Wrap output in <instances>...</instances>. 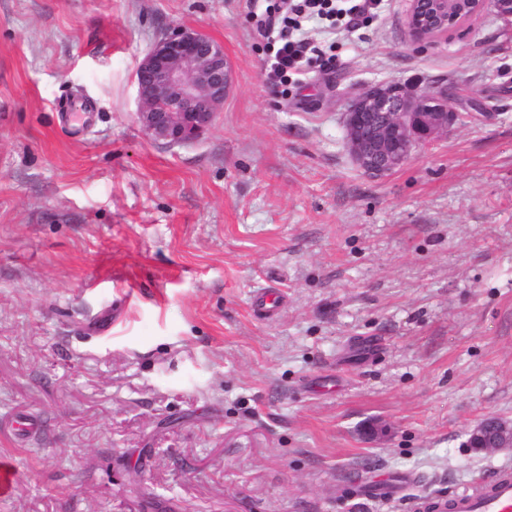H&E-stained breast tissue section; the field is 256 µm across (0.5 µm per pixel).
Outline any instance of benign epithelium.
<instances>
[{
    "label": "benign epithelium",
    "mask_w": 512,
    "mask_h": 512,
    "mask_svg": "<svg viewBox=\"0 0 512 512\" xmlns=\"http://www.w3.org/2000/svg\"><path fill=\"white\" fill-rule=\"evenodd\" d=\"M482 13L512 24V0H410L412 44L423 51L433 39ZM134 84L137 120L153 139L186 144L212 125L233 85L224 47L193 28L176 27L139 63ZM462 113L448 106V91L400 83L365 87L347 101L344 126L350 156L367 176L383 177L407 164L424 146L448 134ZM477 449L511 448L512 422L479 421L469 433Z\"/></svg>",
    "instance_id": "1"
}]
</instances>
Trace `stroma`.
<instances>
[{
	"label": "stroma",
	"instance_id": "35a3bbf8",
	"mask_svg": "<svg viewBox=\"0 0 512 512\" xmlns=\"http://www.w3.org/2000/svg\"><path fill=\"white\" fill-rule=\"evenodd\" d=\"M407 9L307 24L332 59L282 84L252 0H0V512H415L512 468L468 445L512 419V27L418 52ZM176 27L234 86L171 146L133 77ZM377 82L465 118L371 178Z\"/></svg>",
	"mask_w": 512,
	"mask_h": 512
}]
</instances>
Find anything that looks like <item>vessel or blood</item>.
<instances>
[{"label": "vessel or blood", "mask_w": 512, "mask_h": 512, "mask_svg": "<svg viewBox=\"0 0 512 512\" xmlns=\"http://www.w3.org/2000/svg\"><path fill=\"white\" fill-rule=\"evenodd\" d=\"M434 507L435 512H512V470L464 486Z\"/></svg>", "instance_id": "b4317fda"}]
</instances>
